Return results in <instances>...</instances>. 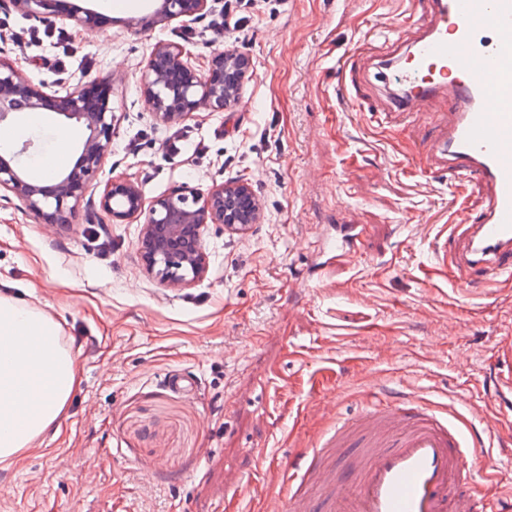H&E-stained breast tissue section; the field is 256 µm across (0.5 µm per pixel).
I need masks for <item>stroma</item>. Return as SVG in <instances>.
<instances>
[{
	"label": "stroma",
	"mask_w": 512,
	"mask_h": 512,
	"mask_svg": "<svg viewBox=\"0 0 512 512\" xmlns=\"http://www.w3.org/2000/svg\"><path fill=\"white\" fill-rule=\"evenodd\" d=\"M409 0H259L244 30L212 38L195 23L149 28L104 0H66L30 19L0 0V58L33 83L109 88L117 134L66 228L0 194V293L61 325L82 384L59 434L0 467V512H258L249 479L299 458L319 431L316 403L343 416L400 391L480 405L507 363L512 285L466 293L435 269L461 202L452 176L408 171L421 144L404 115L383 111L385 54ZM91 9L103 22L56 39H26ZM195 65L219 51L253 60L237 104L181 122L187 152L168 154L140 75L157 43ZM63 58L57 71L49 63ZM152 202L177 187L245 182L262 207L243 234L208 228L206 278L168 291L143 270L139 219L99 208L115 178ZM333 224H362L351 262L312 269ZM194 379L171 390L169 372Z\"/></svg>",
	"instance_id": "1"
}]
</instances>
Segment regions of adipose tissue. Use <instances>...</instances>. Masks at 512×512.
Masks as SVG:
<instances>
[{"mask_svg":"<svg viewBox=\"0 0 512 512\" xmlns=\"http://www.w3.org/2000/svg\"><path fill=\"white\" fill-rule=\"evenodd\" d=\"M79 388L75 358L50 315L0 294V463L59 432Z\"/></svg>","mask_w":512,"mask_h":512,"instance_id":"ef3b65f1","label":"adipose tissue"}]
</instances>
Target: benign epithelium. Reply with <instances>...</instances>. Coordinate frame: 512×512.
<instances>
[{
    "instance_id": "1",
    "label": "benign epithelium",
    "mask_w": 512,
    "mask_h": 512,
    "mask_svg": "<svg viewBox=\"0 0 512 512\" xmlns=\"http://www.w3.org/2000/svg\"><path fill=\"white\" fill-rule=\"evenodd\" d=\"M22 14L39 19L50 0H13ZM209 8V0H160L150 24L163 25L178 19L194 20ZM69 20L78 30L94 27L99 15L91 10L72 13ZM175 44H157L141 76L146 105L156 120L181 123L206 109L222 112L240 98L244 79L252 72V59L242 53L220 51L198 68L183 60ZM85 89L75 87L60 94L33 84L17 66L0 60V125L14 122L23 112L47 107L84 129L75 165L52 183L33 179L29 171L13 166L0 156V190L16 197L44 224L65 226L72 204L83 199L93 184L112 144L116 124L109 102L88 109ZM100 208L115 220L141 217L139 253L146 272L166 290H180L203 280L209 256L203 241L209 225L222 224L242 233L261 218L259 203L248 184H220L205 193L179 189L144 204L134 183L115 179L104 190Z\"/></svg>"
}]
</instances>
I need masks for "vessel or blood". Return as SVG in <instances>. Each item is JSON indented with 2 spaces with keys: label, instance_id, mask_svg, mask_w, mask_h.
I'll return each instance as SVG.
<instances>
[{
  "label": "vessel or blood",
  "instance_id": "vessel-or-blood-1",
  "mask_svg": "<svg viewBox=\"0 0 512 512\" xmlns=\"http://www.w3.org/2000/svg\"><path fill=\"white\" fill-rule=\"evenodd\" d=\"M399 30L391 107L419 123L446 96L425 168L480 197L454 214L459 246L439 249L438 264L461 288L511 280L512 0H430L426 22ZM365 236L363 225H339L320 250L323 266L355 257ZM489 440L511 446L512 432L477 427L452 403L395 395L353 417L329 414L300 459L264 479L263 500L272 512H512L496 467L470 465Z\"/></svg>",
  "mask_w": 512,
  "mask_h": 512
}]
</instances>
